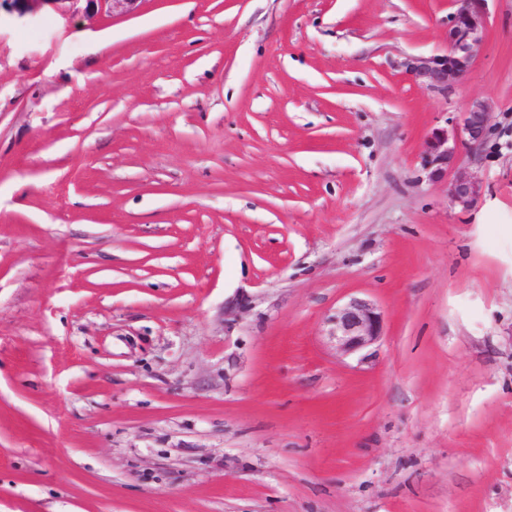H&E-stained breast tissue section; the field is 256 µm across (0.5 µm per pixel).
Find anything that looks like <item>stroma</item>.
I'll return each mask as SVG.
<instances>
[{"label":"stroma","instance_id":"stroma-1","mask_svg":"<svg viewBox=\"0 0 512 512\" xmlns=\"http://www.w3.org/2000/svg\"><path fill=\"white\" fill-rule=\"evenodd\" d=\"M450 13L0 0V512H512V0L443 96ZM491 111L488 101L472 100L449 129L448 123L446 127L435 128L424 142L423 169L433 182H439L448 169L453 170L448 195L451 202L463 208L471 206L482 195V178L464 156L486 140L491 128ZM328 336L336 349L349 355L376 344L384 330L382 312L373 302L351 298L327 318Z\"/></svg>","mask_w":512,"mask_h":512}]
</instances>
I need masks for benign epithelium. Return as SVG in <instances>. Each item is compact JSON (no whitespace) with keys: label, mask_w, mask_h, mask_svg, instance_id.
Wrapping results in <instances>:
<instances>
[{"label":"benign epithelium","mask_w":512,"mask_h":512,"mask_svg":"<svg viewBox=\"0 0 512 512\" xmlns=\"http://www.w3.org/2000/svg\"><path fill=\"white\" fill-rule=\"evenodd\" d=\"M489 0H450L448 46L444 53L407 56L400 62L414 82L443 94L453 90L469 73L473 57L488 34ZM492 105L486 100L470 101L451 127H438L426 138L422 152L423 169L433 182L453 170L448 195L456 205L471 206L482 195L480 174L465 161V154L487 138ZM328 336L336 349L349 355L376 344L384 330L382 312L373 302L352 298L327 318Z\"/></svg>","instance_id":"benign-epithelium-1"}]
</instances>
